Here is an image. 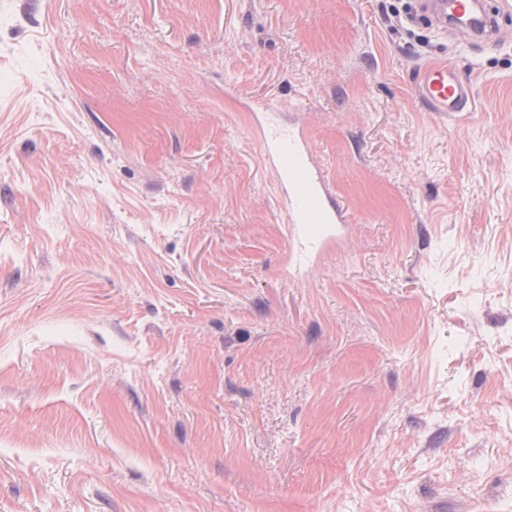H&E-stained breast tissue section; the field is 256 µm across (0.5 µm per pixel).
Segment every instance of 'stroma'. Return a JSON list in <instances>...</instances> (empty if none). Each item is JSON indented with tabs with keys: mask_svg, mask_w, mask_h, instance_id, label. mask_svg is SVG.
<instances>
[{
	"mask_svg": "<svg viewBox=\"0 0 512 512\" xmlns=\"http://www.w3.org/2000/svg\"><path fill=\"white\" fill-rule=\"evenodd\" d=\"M395 2L0 0V512H512V15ZM262 100L347 218L299 272ZM426 11L429 13L430 19L438 27L448 30V27L467 37H484L485 39H493L497 36L499 30L498 17L500 10L495 6H490L489 2H475L471 0H423L421 2ZM478 3L481 12L484 14L481 23L478 25L459 26L456 17L468 13L473 4ZM496 26H495V20ZM420 99L433 112H468L471 89L461 80L456 68L435 63L423 68L417 82Z\"/></svg>",
	"mask_w": 512,
	"mask_h": 512,
	"instance_id": "1",
	"label": "stroma"
}]
</instances>
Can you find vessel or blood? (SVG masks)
Returning <instances> with one entry per match:
<instances>
[{
    "label": "vessel or blood",
    "mask_w": 512,
    "mask_h": 512,
    "mask_svg": "<svg viewBox=\"0 0 512 512\" xmlns=\"http://www.w3.org/2000/svg\"><path fill=\"white\" fill-rule=\"evenodd\" d=\"M430 19L440 28H460L468 37L495 38L498 8L482 4L480 24L458 27L456 19L468 13L472 0H423ZM417 92L435 112H465L472 92L456 68L435 63L423 68ZM261 120L257 125L263 158L276 178L279 200L287 216L288 235L296 263L312 262L327 247L337 243L345 214L311 148L307 133L279 121L281 106L274 101L259 102Z\"/></svg>",
    "instance_id": "b4317fda"
}]
</instances>
